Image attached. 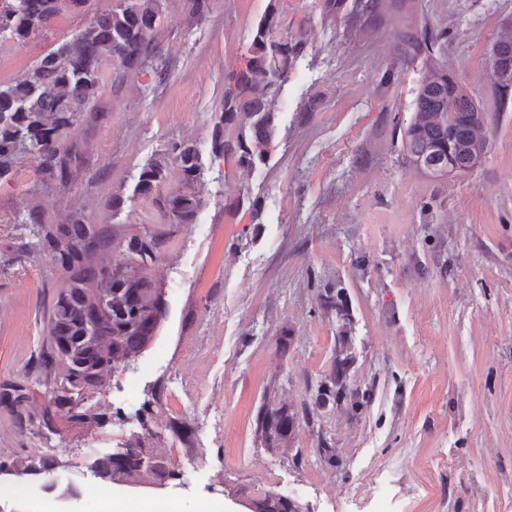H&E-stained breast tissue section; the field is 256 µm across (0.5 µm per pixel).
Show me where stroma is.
Wrapping results in <instances>:
<instances>
[{
    "mask_svg": "<svg viewBox=\"0 0 512 512\" xmlns=\"http://www.w3.org/2000/svg\"><path fill=\"white\" fill-rule=\"evenodd\" d=\"M268 0H208L202 16L168 0L161 18L164 78L104 66L108 123L85 126L86 174L58 190L32 164L0 180V384L34 382L44 322L62 274L26 256L35 206L58 224L81 209L95 224L157 228L167 237L150 276L166 309L154 338L109 371L106 422H43L35 393L0 404V457H54L53 491L0 478V512H112L106 496L144 488L102 480L91 465L135 443L165 455L159 491L179 512H247L283 494L310 512H364L362 473L375 471L397 512H512V87L489 76L512 0H384L370 35L321 16L317 0H279L283 27L309 47L282 83L279 137L244 171L212 153L224 79L244 67ZM112 0L63 9L46 35H0V83L14 82ZM448 34V64L489 116L490 145L466 176L430 178L405 163L401 133L426 69L403 60V38ZM319 111H306L310 97ZM194 144L203 166L193 224L169 225L134 197L142 168L171 144ZM125 198L112 208V195ZM346 289L349 320L320 304L327 284ZM346 331L351 382L373 390L361 414L324 410L278 449L255 436L264 397L300 410L334 369ZM338 449V464L319 448ZM469 460L490 497L449 498L448 461ZM78 497H68L70 488Z\"/></svg>",
    "mask_w": 512,
    "mask_h": 512,
    "instance_id": "35a3bbf8",
    "label": "stroma"
}]
</instances>
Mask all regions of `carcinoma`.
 <instances>
[{"label":"carcinoma","mask_w":512,"mask_h":512,"mask_svg":"<svg viewBox=\"0 0 512 512\" xmlns=\"http://www.w3.org/2000/svg\"><path fill=\"white\" fill-rule=\"evenodd\" d=\"M87 0H0V34L17 42L45 34L65 8L80 9ZM166 0H113L112 9L95 16L58 49L42 56L22 79L0 84V179L26 160L44 178L66 188L87 163L89 146L78 130L87 122H105L108 109L100 98L104 91L103 66L118 63L123 73L152 71L166 74L158 43ZM379 0H321L322 14L336 19L344 15L370 23L379 13ZM444 34L425 31L409 34L404 56L420 54L427 74L420 85L414 112L404 130L406 161L431 178L462 176L475 169L488 143L487 117L481 105L443 60ZM307 48L302 31L281 27L277 0L268 6L252 31L245 69L228 75L224 82L221 115L211 133L214 156L251 170L263 162L278 131L275 99L294 61ZM492 78L512 86V33L501 34L492 47ZM176 169L187 185L198 182L202 166L194 145L183 142L146 165L134 195L152 201L167 224H192L200 199L181 190L163 193L170 169ZM35 229V252L69 273V282L57 289L47 316L45 338L36 383L44 391L75 397L72 407L47 408L44 423L54 417L79 418L101 426L105 414L85 405L98 392L103 379L99 368L110 362L130 360L155 336L162 316V289L148 270L164 250L163 234L143 229L116 240L110 224H93L81 212L69 214L62 224L43 222L41 210L28 215ZM121 246L128 257L123 265L111 261L112 248ZM66 287L82 291L80 298L63 301ZM344 289L329 288L323 306L348 319ZM107 295L94 331L87 330V312ZM64 372L55 371L56 361ZM353 364L351 339L346 331L336 337L335 366L317 387L314 406L343 411L348 416L363 412L372 399L371 389L349 383ZM28 385L0 386V404L13 409L30 399ZM312 415L287 405H266L258 413L256 432L270 448L291 440L300 419ZM145 448H127L125 464L102 458L96 465L105 473L135 469Z\"/></svg>","instance_id":"carcinoma-1"}]
</instances>
